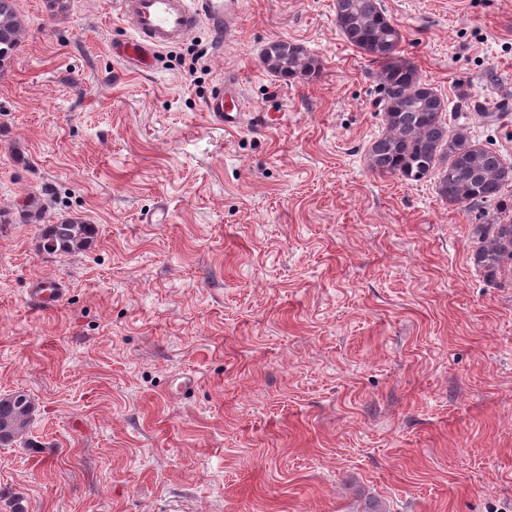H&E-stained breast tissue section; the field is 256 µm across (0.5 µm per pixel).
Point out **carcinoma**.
<instances>
[{
    "mask_svg": "<svg viewBox=\"0 0 512 512\" xmlns=\"http://www.w3.org/2000/svg\"><path fill=\"white\" fill-rule=\"evenodd\" d=\"M335 17L341 36L377 65L384 131L366 150L368 169L410 185L433 175L438 196L454 209L501 205L503 190L512 184V161L473 139L458 116L447 115V101L401 56L402 35L383 0H336ZM25 33L15 0H0V68L11 61ZM261 63L289 80H310L320 71L301 44L285 39L269 41ZM94 233V225L82 218H68L43 225L38 247L51 255L78 253ZM471 259L488 283H498L512 269V220L498 217L481 225ZM34 412L27 393L0 395V445L22 441Z\"/></svg>",
    "mask_w": 512,
    "mask_h": 512,
    "instance_id": "carcinoma-1",
    "label": "carcinoma"
}]
</instances>
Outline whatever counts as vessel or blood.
I'll list each match as a JSON object with an SVG mask.
<instances>
[{
	"mask_svg": "<svg viewBox=\"0 0 512 512\" xmlns=\"http://www.w3.org/2000/svg\"><path fill=\"white\" fill-rule=\"evenodd\" d=\"M119 10L131 25L132 36L114 43L113 55L130 69L150 67L155 53L191 36L207 25L219 39H231L242 18L243 0H119ZM206 110L225 128L271 125L266 112L247 111L236 73L224 75V89L209 98ZM67 284L58 278L34 279L27 288L30 308L43 311L64 296Z\"/></svg>",
	"mask_w": 512,
	"mask_h": 512,
	"instance_id": "1",
	"label": "vessel or blood"
}]
</instances>
